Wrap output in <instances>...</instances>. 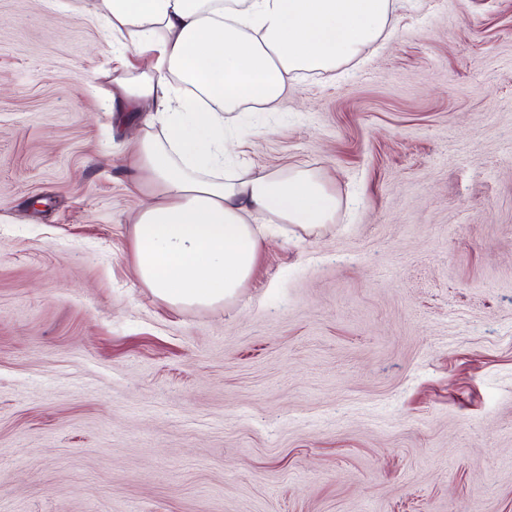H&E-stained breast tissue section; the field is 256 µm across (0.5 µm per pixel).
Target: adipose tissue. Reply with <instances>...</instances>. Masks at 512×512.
<instances>
[{"instance_id":"ef3b65f1","label":"adipose tissue","mask_w":512,"mask_h":512,"mask_svg":"<svg viewBox=\"0 0 512 512\" xmlns=\"http://www.w3.org/2000/svg\"><path fill=\"white\" fill-rule=\"evenodd\" d=\"M392 0H98L130 69L111 100L144 113L128 141L154 200L132 225L136 273L157 298L210 306L251 277L266 230L255 215L313 230L339 201L310 170L241 168L223 178L224 115L277 106L290 75L335 69L386 30Z\"/></svg>"}]
</instances>
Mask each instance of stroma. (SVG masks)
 Wrapping results in <instances>:
<instances>
[{
  "label": "stroma",
  "mask_w": 512,
  "mask_h": 512,
  "mask_svg": "<svg viewBox=\"0 0 512 512\" xmlns=\"http://www.w3.org/2000/svg\"><path fill=\"white\" fill-rule=\"evenodd\" d=\"M389 24L229 123L227 167L314 171L334 223L175 307L132 263L111 31L0 0V512H512V0Z\"/></svg>",
  "instance_id": "obj_1"
}]
</instances>
